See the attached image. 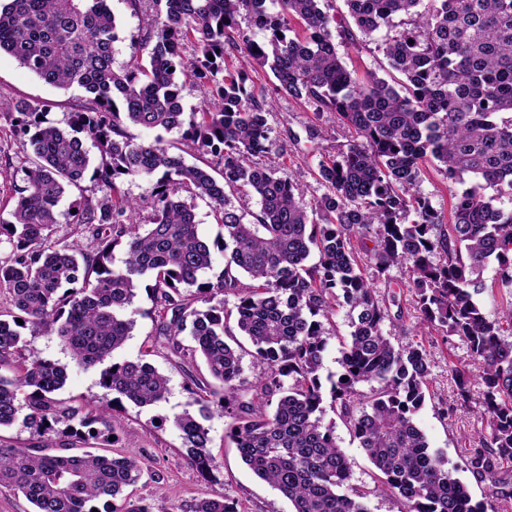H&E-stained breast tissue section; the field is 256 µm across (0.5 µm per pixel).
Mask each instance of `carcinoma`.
Masks as SVG:
<instances>
[{
    "instance_id": "carcinoma-1",
    "label": "carcinoma",
    "mask_w": 512,
    "mask_h": 512,
    "mask_svg": "<svg viewBox=\"0 0 512 512\" xmlns=\"http://www.w3.org/2000/svg\"><path fill=\"white\" fill-rule=\"evenodd\" d=\"M156 2L138 53L120 69L121 31L108 0L0 4V53L56 88L86 93L70 133L40 120L38 102L0 100L1 111L17 114L32 151L10 219L0 218V237L11 246L0 257V288L10 300L0 311V430L21 419L37 435L23 445L0 435V492L22 494L33 512H93L94 502L112 501L139 480L136 457L90 451L91 439L109 443L113 409L91 398L57 399L67 366L28 348L21 330L58 337L76 366L100 369L101 388L138 406L159 403L166 376L141 358L114 360L141 314L135 298L147 277L159 306L154 336L180 363L201 356L213 379L190 378L200 417L184 411L172 419L202 478L217 466L202 420L225 416L242 461L293 512H369V492H345L353 462L336 442V422L325 421L330 410L376 470L375 490L393 495L399 512H486L414 421L431 374L425 347L403 345L384 329L367 270L378 276L405 263L419 325L460 338L479 369L475 376L448 365L456 401L477 400L488 420L467 469L494 480L495 499L511 505L512 482L496 476L512 463V210L495 206L485 190L512 189V0H344L352 27L321 0ZM241 16L264 41L241 29ZM382 27L393 31L383 53L402 76L399 91L376 77L355 85L336 46L338 37L353 43ZM191 32L194 54L186 59L181 46ZM231 52L269 69L275 92L334 112L352 130L346 150L319 161L326 192L315 204L275 163L253 161L269 153L270 102L254 93L247 72L227 71ZM179 74L203 90L199 109L185 112ZM129 125L176 130L212 160L189 164L160 135L135 140ZM87 139L98 151L94 165ZM429 161L451 180L476 178L454 196L450 224L417 190ZM135 177L155 179L148 224L138 221L136 200L120 194ZM86 179L100 195L61 213L68 189ZM232 195L257 197L258 209L236 208ZM197 198L224 230V271L214 283L200 281L212 251L187 203ZM62 215L87 226L90 243L53 238ZM371 229L369 248L363 239ZM489 287L511 297L494 319L475 299ZM341 306L349 308L350 332L326 392L323 321ZM244 339L263 366L248 386ZM192 512L238 509L206 491Z\"/></svg>"
}]
</instances>
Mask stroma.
<instances>
[{
  "mask_svg": "<svg viewBox=\"0 0 512 512\" xmlns=\"http://www.w3.org/2000/svg\"><path fill=\"white\" fill-rule=\"evenodd\" d=\"M121 29L122 42L118 43L117 64H125L134 54V44L145 19L152 15V0H143L140 12H132L125 0H111ZM386 30H378L357 44H339L338 52L347 69L358 83H365L370 75L388 78L390 68L382 51ZM255 94L265 95L271 101L266 116L269 128L271 154L276 158L284 175L300 184L307 202H315L325 187L317 177L318 163L322 157L336 154L350 140V133L331 112L317 111L314 104L294 100L273 91L274 78L270 71L252 73ZM82 89L67 91L57 89L38 79L8 54L0 55V98L10 100L27 98L47 104L45 119L58 127H67L72 112L83 104ZM31 149L27 135L16 125L15 114L0 111V206L12 208L15 186L21 185L22 166ZM462 183L453 182L427 165L418 185L419 192L443 216H450L453 197L461 193ZM372 286L381 304L388 311V323L398 324L402 342L422 343L430 360V397L415 416L430 447L440 451L449 465L458 469L474 500L494 508L497 501L489 481L483 480L466 468L468 448L476 446L479 435L487 425L478 417L476 404L458 406L453 386L448 376L449 363L466 365L470 362L466 344L455 336L435 332L423 335L418 326L413 307L412 292L406 265L399 264ZM135 304L144 310L138 318L132 336L116 354L120 360L147 358L168 379L169 392L161 403L139 407L130 401L117 405L115 420V451L137 457L143 467L138 483L128 490V499H116L114 507L123 508L125 501L149 505L152 512H190L195 500L207 490L223 493L238 504L240 512H292V507L276 489L257 479L242 463L236 448L226 437L227 418L210 421L211 452L218 467L211 482H204L198 472L185 459L178 431L171 419L187 411L197 413L199 406L187 386L190 364L170 360L163 346L154 343V325L147 312L153 302L146 290H139ZM30 347L43 356L66 364L68 378L60 392L62 399L79 403L93 397L102 403L112 402V392L98 385L99 373L85 371L71 364L68 354L56 337L32 336Z\"/></svg>",
  "mask_w": 512,
  "mask_h": 512,
  "instance_id": "stroma-1",
  "label": "stroma"
}]
</instances>
